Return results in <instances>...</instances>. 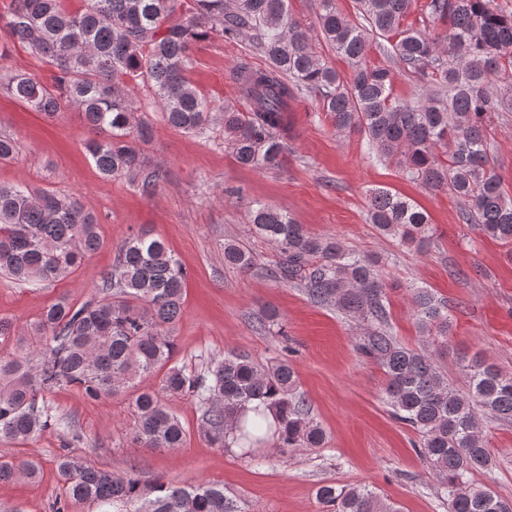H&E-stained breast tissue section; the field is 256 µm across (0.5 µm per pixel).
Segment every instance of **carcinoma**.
I'll list each match as a JSON object with an SVG mask.
<instances>
[{
  "mask_svg": "<svg viewBox=\"0 0 512 512\" xmlns=\"http://www.w3.org/2000/svg\"><path fill=\"white\" fill-rule=\"evenodd\" d=\"M322 41L350 68L342 77L311 46L309 30L288 0H85L71 12L63 0H12L4 24L9 43L28 49L54 68L51 83L15 74L8 92L30 110L55 120L80 111L92 137L86 149L105 179L128 177L146 194L158 174L143 168L141 146L153 127L137 115L130 84H150L165 122L200 133L210 114L224 116V134L237 161L260 170L283 166V133L292 102L307 93L340 135L356 134L368 157L395 163L409 181L465 202L459 221L511 246L512 195L503 188L490 151L486 121L512 112V8L496 0H424L421 22L449 23L444 38L404 25L413 0H356L358 20L344 17L336 0H317ZM216 32L227 41L249 37L250 53L265 58L257 68L242 60L233 69L245 108L216 106L186 79L197 41ZM387 42V53L422 81V96L394 94L396 72L371 67L369 36ZM446 148L449 153L440 155ZM20 142L0 137V164L15 160ZM367 221L401 245L421 249L436 235L426 213L388 189L369 194ZM253 233L279 251L283 279H297L316 304L332 306L362 323L358 350L385 373L384 398L392 415L419 436V454L448 498V512H512V499L478 485L473 475L493 459L480 430L484 419L512 421V373L477 358L461 359L466 384L448 383L427 348L411 349L387 330L380 259L361 255L335 238L317 237L266 204L249 210ZM94 215L74 196L0 184V274L39 283L74 273L98 250ZM224 263L253 265L242 244H224ZM186 271L149 230L127 237L118 262L103 277L116 292L106 301L77 306L60 297L26 330L0 319V442L23 444L60 427L44 394L74 386L90 401L117 395L137 377L160 372L155 389L132 396L135 440L143 448H180L186 431L164 405V396L190 394L203 408L212 444L264 441L271 428L259 403L277 421L280 448H318L325 435L297 392L285 359L261 367L228 352L206 373L172 364V327L184 304ZM420 332L448 333V304L427 288H411ZM64 490L53 512L89 503L95 512H249L246 501L214 484L177 486L136 475L116 476L76 455L57 460ZM33 460L0 461V483L32 479ZM319 503L332 512H399L366 487L322 485Z\"/></svg>",
  "mask_w": 512,
  "mask_h": 512,
  "instance_id": "1",
  "label": "carcinoma"
}]
</instances>
